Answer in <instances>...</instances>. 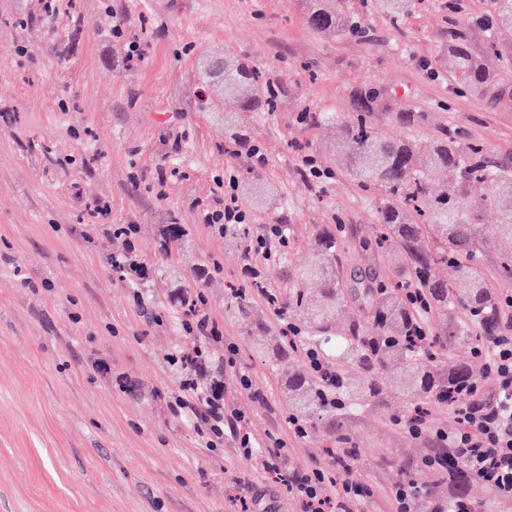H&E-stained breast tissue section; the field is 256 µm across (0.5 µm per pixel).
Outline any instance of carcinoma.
<instances>
[{
	"instance_id": "carcinoma-1",
	"label": "carcinoma",
	"mask_w": 512,
	"mask_h": 512,
	"mask_svg": "<svg viewBox=\"0 0 512 512\" xmlns=\"http://www.w3.org/2000/svg\"><path fill=\"white\" fill-rule=\"evenodd\" d=\"M308 27L315 33L346 38L366 34L354 0H308ZM422 0H380L379 7L394 29L410 17ZM448 39L444 53L454 91L482 98L494 94L512 102L501 85L512 73V0H483L469 9L463 0H445ZM484 31L483 46L472 42L471 31ZM203 78L224 88V96L237 102V110L224 113V129L233 143H247L246 124L256 112H273L282 94L280 88L261 79L260 73L224 53V64H203ZM352 112L342 120L321 115L318 122L336 124L343 147L336 151V169L371 194L378 224L372 239L375 248L392 251L405 259L410 282L423 290L426 311L436 312L452 327V337L472 348L498 330L501 299L490 286L482 268L486 250L498 254L500 278L512 280V159L493 160L484 145L461 130L431 141L395 138L372 122L371 112L381 98L379 89L360 87L352 92ZM483 183L490 194L479 200L468 195L469 187ZM246 205L269 209L277 194L257 172L248 178ZM496 213V224L482 233L479 224L486 209ZM317 256L297 269L288 288V310L298 317L301 334L314 341L333 359L356 364L358 375L336 372V402L327 399L322 381L306 366L288 370L282 377L287 417L303 423L328 418L338 440H347L356 411L367 408L392 420L393 398L406 396L408 408L399 420L424 416L439 406L453 412L460 401L478 399L479 383L467 363L448 365L438 351L439 337L418 339L429 331L406 293L403 282L365 286L371 274L353 273L345 283L336 262L339 240L323 234L316 240ZM449 264L454 283L434 277L432 267ZM364 304L362 317L349 305ZM229 312L260 336L258 348L271 362L284 366L297 348L273 333L253 310L243 290L229 297ZM405 482H414L426 469L433 475L429 488L419 497L418 512H433L447 500L473 497L476 477L461 467L448 466V449L410 456L396 462Z\"/></svg>"
}]
</instances>
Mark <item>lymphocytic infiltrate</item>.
I'll return each instance as SVG.
<instances>
[{"label": "lymphocytic infiltrate", "mask_w": 512, "mask_h": 512, "mask_svg": "<svg viewBox=\"0 0 512 512\" xmlns=\"http://www.w3.org/2000/svg\"><path fill=\"white\" fill-rule=\"evenodd\" d=\"M218 185L224 190L223 200L204 209L200 219L218 234L225 235L249 224L251 217L239 203L238 180L234 174H225ZM105 232L124 238L126 244L123 254L111 256L113 268L126 278L147 279L149 271L139 260L135 226L110 224ZM206 305L202 295L188 302L186 328L202 338L206 346L194 356L191 371L181 384L178 406L205 435L207 447H217L229 436L234 438L241 454L250 457L254 454V444L244 427V418L226 408L224 383L220 375L210 372L208 367V346L223 344L224 362L228 365L235 361L236 348L224 344L223 334ZM501 310L504 321L495 335L483 340L479 349L485 361V377L493 387L490 403L461 402L454 429L436 431L435 436L447 448L451 460L489 485L497 497L512 500V294L505 296ZM284 446L280 437L270 436L261 466L275 474L289 493L303 501L304 512H358L359 505L370 494L366 484L346 478L335 502H328L322 494L325 468L285 467L281 461Z\"/></svg>", "instance_id": "lymphocytic-infiltrate-1"}]
</instances>
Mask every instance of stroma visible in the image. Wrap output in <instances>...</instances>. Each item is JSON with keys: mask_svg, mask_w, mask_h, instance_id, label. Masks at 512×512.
I'll use <instances>...</instances> for the list:
<instances>
[{"mask_svg": "<svg viewBox=\"0 0 512 512\" xmlns=\"http://www.w3.org/2000/svg\"><path fill=\"white\" fill-rule=\"evenodd\" d=\"M306 0H72L54 18L38 0H0V512H300L297 499L261 467L271 432H282L285 463L329 468L325 424L288 431L282 375L240 320L228 314L230 287L245 288L248 238L219 237L197 221L214 205L217 177L260 171L278 205L252 211L249 236L267 225L290 228V266L269 261L267 282L287 294L289 271L309 263L320 231L337 232L343 273L403 278L392 255L364 248L374 203L334 170L333 127L300 122L301 113L346 116L350 91L384 92L372 118L393 136L432 140L461 128L495 157L512 158V107L459 96L446 75L432 76L442 54V13L410 16L392 30L377 9L363 12L370 41L326 37L305 23ZM122 20L145 55L124 60L106 14ZM27 48L25 57L14 53ZM232 53L283 90L277 111L259 112L247 133L265 160L231 153L225 113L235 101L207 90L202 57ZM420 112L410 125L400 113ZM313 157L331 178H308ZM110 203L111 224L138 227L147 280L113 271L123 242L101 232L87 205ZM186 236L158 248L165 225ZM205 295L224 344L208 347L224 381V400L245 417L258 450L232 439L209 448L175 399L185 374L171 355L204 346L170 306L172 288ZM238 354L224 364V345ZM251 389H243L241 375ZM430 434L412 437L373 413L349 431L359 460L354 476L371 487L364 512H394L395 465L426 454L437 429L455 418L432 411ZM341 478L324 486L336 497Z\"/></svg>", "mask_w": 512, "mask_h": 512, "instance_id": "obj_1", "label": "stroma"}]
</instances>
